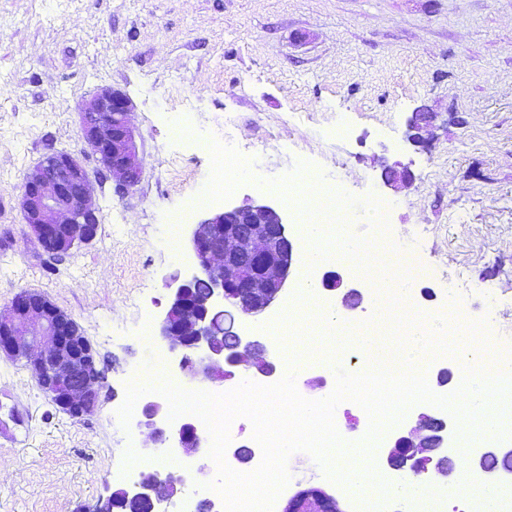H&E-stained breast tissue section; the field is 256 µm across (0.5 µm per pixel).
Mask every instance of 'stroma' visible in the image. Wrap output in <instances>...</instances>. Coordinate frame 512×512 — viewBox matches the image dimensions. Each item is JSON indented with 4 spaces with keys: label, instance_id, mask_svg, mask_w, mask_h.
I'll return each instance as SVG.
<instances>
[{
    "label": "stroma",
    "instance_id": "obj_1",
    "mask_svg": "<svg viewBox=\"0 0 512 512\" xmlns=\"http://www.w3.org/2000/svg\"><path fill=\"white\" fill-rule=\"evenodd\" d=\"M103 88L134 105L144 173L123 196L81 153L77 106ZM423 104L441 114L426 151L404 139ZM228 112L236 144L258 153L259 178L305 161L349 195L392 203L386 229L359 215L349 230L421 240L435 274L414 285L420 316L456 298L481 323L483 292L495 289L500 342L512 350V0H0V309L22 290L43 293L106 367L96 410L75 421L23 363L0 358V512H88L127 487L132 460L150 461L144 449L130 455L118 411L127 382L167 355L154 332L170 286L192 270L193 224L251 201L295 224L279 195L245 183L170 241L169 215L212 168L173 130L220 137ZM55 151L81 154L100 221L61 262L19 208L24 173ZM384 159L409 166V188L384 186ZM342 317L352 334L313 322L303 339L336 350L351 373L371 319L365 308Z\"/></svg>",
    "mask_w": 512,
    "mask_h": 512
}]
</instances>
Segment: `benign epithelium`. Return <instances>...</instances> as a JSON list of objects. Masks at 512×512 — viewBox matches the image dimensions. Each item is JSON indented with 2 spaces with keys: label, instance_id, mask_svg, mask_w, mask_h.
Here are the masks:
<instances>
[{
  "label": "benign epithelium",
  "instance_id": "7a95c632",
  "mask_svg": "<svg viewBox=\"0 0 512 512\" xmlns=\"http://www.w3.org/2000/svg\"><path fill=\"white\" fill-rule=\"evenodd\" d=\"M132 109L128 96L111 89L101 90L80 107L81 138L88 153L119 179L120 191L134 189L142 175L138 135L129 121ZM436 118L428 109L414 110L406 140L424 146ZM381 178L384 185L396 188L413 175L394 164L383 168ZM92 193L84 165L70 153H53L26 173L19 198L23 220L53 260H64L74 247L96 238L99 219L90 204ZM191 249L195 268L174 288L158 326L160 343L180 373L195 381L275 376L280 363L268 355L261 338L234 331L229 346L216 322L263 313L280 297L295 255L281 211L265 204L224 209L194 225ZM363 301L354 282L336 299L346 310L357 309ZM88 342L75 320L39 292L22 290L0 311V355L24 362L42 383L44 396L73 419L95 407L105 383V371ZM453 426L443 416L421 413L413 425L389 436L380 460L391 468L394 450L411 446L405 470L427 476V450L443 447ZM137 427L149 430L157 447L175 443L189 454L204 448L194 419L187 417L171 429L165 405L157 399L144 402ZM183 481V475L170 472L144 477L136 488L123 492L127 499L155 508L166 499V489Z\"/></svg>",
  "mask_w": 512,
  "mask_h": 512
}]
</instances>
